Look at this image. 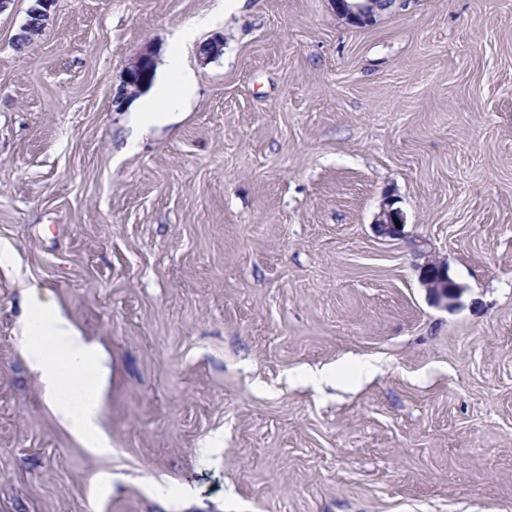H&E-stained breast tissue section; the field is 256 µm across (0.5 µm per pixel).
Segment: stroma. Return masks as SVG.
Listing matches in <instances>:
<instances>
[{"label":"stroma","instance_id":"35a3bbf8","mask_svg":"<svg viewBox=\"0 0 512 512\" xmlns=\"http://www.w3.org/2000/svg\"><path fill=\"white\" fill-rule=\"evenodd\" d=\"M31 4L0 12V512H512V0H57L20 46ZM186 28L191 95L133 129L127 64ZM34 284L109 359L108 457L22 356ZM336 4V12L345 18L350 24L364 26L370 23L381 3L389 0H333ZM395 220H398L400 228H397ZM373 225L380 236L389 239H399L403 236L404 219L399 210L392 207L390 201L381 204L374 217ZM420 281L430 300L447 309L454 306L466 290L449 276L446 264L436 259L428 258L422 264Z\"/></svg>","mask_w":512,"mask_h":512}]
</instances>
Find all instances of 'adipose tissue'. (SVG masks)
<instances>
[{"label": "adipose tissue", "mask_w": 512, "mask_h": 512, "mask_svg": "<svg viewBox=\"0 0 512 512\" xmlns=\"http://www.w3.org/2000/svg\"><path fill=\"white\" fill-rule=\"evenodd\" d=\"M22 354L59 423L92 455L108 456L112 448L100 419L109 369L96 347L36 285L27 293Z\"/></svg>", "instance_id": "adipose-tissue-1"}]
</instances>
